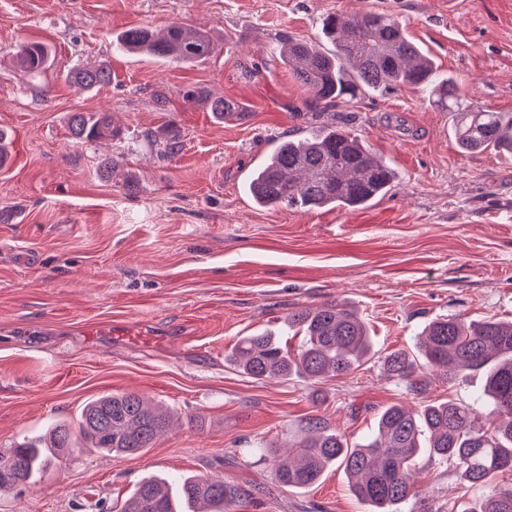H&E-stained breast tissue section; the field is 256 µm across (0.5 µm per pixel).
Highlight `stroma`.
<instances>
[{"mask_svg":"<svg viewBox=\"0 0 512 512\" xmlns=\"http://www.w3.org/2000/svg\"><path fill=\"white\" fill-rule=\"evenodd\" d=\"M369 10L397 16L468 103L512 112V0H0V450L108 392L179 414L155 447L75 452L0 495V512H119L142 480L188 476L249 488L245 512H368L343 469L285 489L251 449H287L314 414L354 445L388 405L481 389L434 377L410 391L380 357L414 350L438 317L512 319V160L460 153L454 114L407 88L318 109L279 55L284 38H319L325 15ZM173 22L206 31L216 53L118 51L124 30ZM26 40L51 52L35 77L12 63ZM89 61L112 82L81 92L65 74ZM190 89L239 111L217 118ZM76 112L109 113L120 136L75 140ZM330 122L392 164L394 187L355 209L256 207L246 184L269 150ZM331 299L359 311L377 358L318 383L255 380L228 361L255 333L295 349L289 312ZM416 484L403 512H463L485 493L449 466Z\"/></svg>","mask_w":512,"mask_h":512,"instance_id":"35a3bbf8","label":"stroma"}]
</instances>
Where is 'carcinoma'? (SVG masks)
Segmentation results:
<instances>
[{
    "mask_svg": "<svg viewBox=\"0 0 512 512\" xmlns=\"http://www.w3.org/2000/svg\"><path fill=\"white\" fill-rule=\"evenodd\" d=\"M323 38H288L279 48L296 81L313 101L335 106L369 90L409 88L431 98L439 108L458 116L456 141L469 154L493 149L512 154V112L483 110L465 103L458 84L442 79L432 60L410 40L392 14L367 12L344 20H322ZM121 47L155 57L191 61L214 53L216 44L203 31L174 22L161 32L149 27L125 31ZM17 65L30 74L43 71L49 49L25 42L15 51ZM75 88L92 90L112 81L108 66L77 67L66 73ZM204 99L218 118L234 114L238 105L222 96L186 93ZM71 134L80 141L116 138L121 129L105 112H75ZM394 170L360 140L334 126L305 131L297 140L282 141L249 177V193L261 207L318 209L356 208L386 194ZM288 329L302 335L295 352L268 333L240 338L229 359L248 377L320 381L345 376L375 355L366 322L345 302L326 301L288 314ZM388 377L409 390L418 388L427 372L456 386L472 375L483 384L473 399H454L408 409L393 404L381 411L375 429L363 443L348 445L324 417L305 419L308 436L290 445L288 457L278 448H254L258 460L269 461L284 488L315 484L332 465L346 471L350 488L370 512H401L400 505L417 498L416 470L451 463L460 479L489 488L467 512H512V485L499 477L512 472V320L494 315L465 324L455 317L430 322L418 337L416 352L394 350L381 357ZM488 404L486 420L472 417L471 401ZM168 411L133 392H110L84 405L77 425L61 424L49 438L26 440L0 451V493L32 482L49 467L69 459L79 448L116 455H135L155 446L169 429ZM249 492L209 477L179 483L177 493L162 479L140 482L120 512H236Z\"/></svg>",
    "mask_w": 512,
    "mask_h": 512,
    "instance_id": "carcinoma-1",
    "label": "carcinoma"
}]
</instances>
